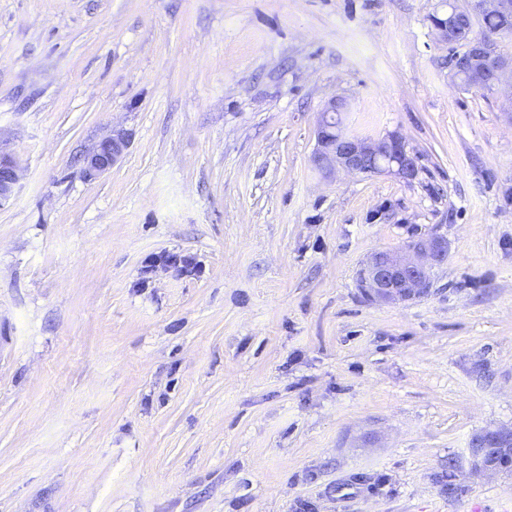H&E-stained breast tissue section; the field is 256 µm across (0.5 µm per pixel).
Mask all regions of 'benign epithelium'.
Wrapping results in <instances>:
<instances>
[{
	"mask_svg": "<svg viewBox=\"0 0 512 512\" xmlns=\"http://www.w3.org/2000/svg\"><path fill=\"white\" fill-rule=\"evenodd\" d=\"M494 92L512 102V61L502 60L493 68ZM342 104L331 99L320 112L316 128L317 148L314 160L331 173H389L403 180L416 178L418 157L409 151L402 136L392 133L373 140L349 134L343 128ZM123 132H112L99 140L83 158L82 173L92 181L109 171L128 148ZM21 169L15 158L0 150V206L8 202L19 184ZM448 249L443 239L418 240L399 252L372 253L360 272V288L377 302L402 303L417 297L425 288L434 268L447 261ZM475 468L497 472V459L512 456V432L483 430L470 442Z\"/></svg>",
	"mask_w": 512,
	"mask_h": 512,
	"instance_id": "obj_1",
	"label": "benign epithelium"
}]
</instances>
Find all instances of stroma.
Segmentation results:
<instances>
[{
  "label": "stroma",
  "instance_id": "stroma-1",
  "mask_svg": "<svg viewBox=\"0 0 512 512\" xmlns=\"http://www.w3.org/2000/svg\"><path fill=\"white\" fill-rule=\"evenodd\" d=\"M443 9L0 0V512H512L470 447L512 431V104L454 82ZM333 98L417 177L324 176ZM431 235L428 295L362 294ZM128 145V136L120 131H112L111 135L99 140L84 155V178L92 181L109 171L122 157ZM20 175L21 169L15 158L0 150V206L14 195Z\"/></svg>",
  "mask_w": 512,
  "mask_h": 512
}]
</instances>
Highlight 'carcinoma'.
<instances>
[{
	"label": "carcinoma",
	"instance_id": "1",
	"mask_svg": "<svg viewBox=\"0 0 512 512\" xmlns=\"http://www.w3.org/2000/svg\"><path fill=\"white\" fill-rule=\"evenodd\" d=\"M445 19L448 20V48L451 51L450 65L453 77L458 81V85L466 90L487 89L488 73L459 68L457 57L467 52L476 23L482 28L481 36L492 39L494 54L501 56L497 42L501 38H512V9L483 14L474 7L463 8L450 0L448 10L433 15L431 23L437 27Z\"/></svg>",
	"mask_w": 512,
	"mask_h": 512
}]
</instances>
